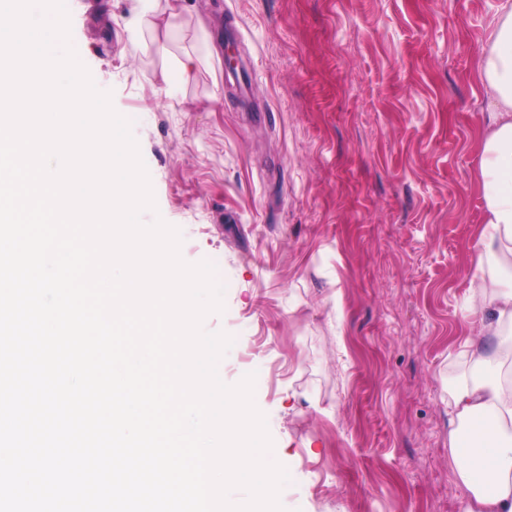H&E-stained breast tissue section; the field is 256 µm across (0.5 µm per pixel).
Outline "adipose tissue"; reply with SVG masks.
I'll return each mask as SVG.
<instances>
[{"instance_id": "adipose-tissue-1", "label": "adipose tissue", "mask_w": 512, "mask_h": 512, "mask_svg": "<svg viewBox=\"0 0 512 512\" xmlns=\"http://www.w3.org/2000/svg\"><path fill=\"white\" fill-rule=\"evenodd\" d=\"M484 230L475 247L481 284L466 315L449 443L465 491L463 512H512V0H501L481 61Z\"/></svg>"}]
</instances>
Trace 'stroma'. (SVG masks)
<instances>
[{
  "label": "stroma",
  "mask_w": 512,
  "mask_h": 512,
  "mask_svg": "<svg viewBox=\"0 0 512 512\" xmlns=\"http://www.w3.org/2000/svg\"><path fill=\"white\" fill-rule=\"evenodd\" d=\"M65 2L79 60L132 122L143 222L217 268L203 326L234 338L225 384L256 376L286 512H462L448 401L499 0H168L174 34L134 0ZM188 55L168 95L160 74Z\"/></svg>",
  "instance_id": "1"
}]
</instances>
